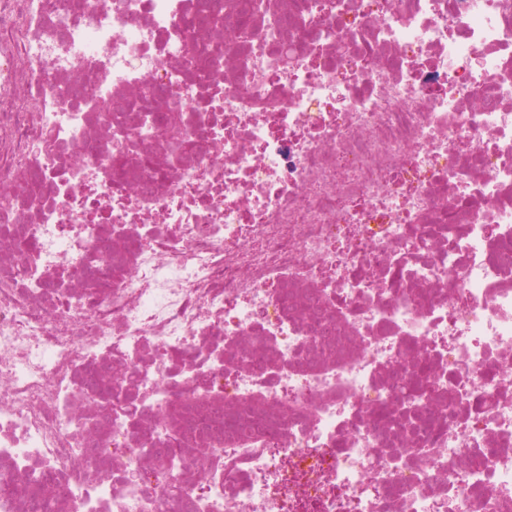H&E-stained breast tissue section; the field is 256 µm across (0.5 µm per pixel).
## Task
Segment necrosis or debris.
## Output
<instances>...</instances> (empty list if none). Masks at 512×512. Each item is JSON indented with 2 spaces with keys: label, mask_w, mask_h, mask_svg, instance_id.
I'll list each match as a JSON object with an SVG mask.
<instances>
[{
  "label": "necrosis or debris",
  "mask_w": 512,
  "mask_h": 512,
  "mask_svg": "<svg viewBox=\"0 0 512 512\" xmlns=\"http://www.w3.org/2000/svg\"><path fill=\"white\" fill-rule=\"evenodd\" d=\"M49 471L512 512V0H0V480Z\"/></svg>",
  "instance_id": "4bbe7bcc"
}]
</instances>
